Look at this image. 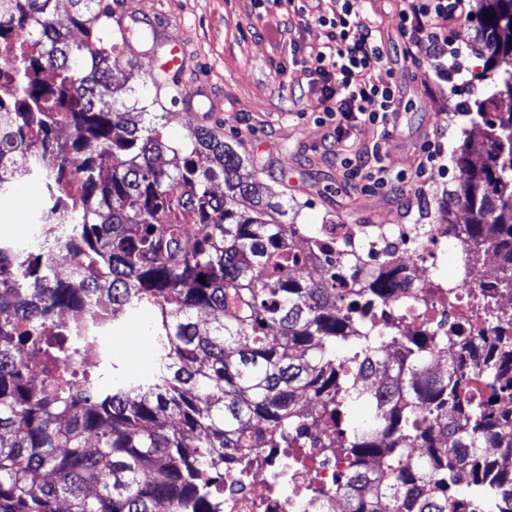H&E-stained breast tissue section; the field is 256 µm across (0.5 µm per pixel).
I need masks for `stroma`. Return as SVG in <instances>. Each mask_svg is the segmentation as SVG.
Instances as JSON below:
<instances>
[{"label":"stroma","instance_id":"stroma-1","mask_svg":"<svg viewBox=\"0 0 512 512\" xmlns=\"http://www.w3.org/2000/svg\"><path fill=\"white\" fill-rule=\"evenodd\" d=\"M343 0H308L305 11L274 7L257 15L252 0H112V17L135 14L140 28L164 31L185 47V71L173 86L155 87L157 74L148 60L131 50L119 58L131 70L125 104L160 99L167 111L165 137L184 142L195 128V113H210L209 125L238 142L247 159L241 173L257 180L288 207V219L315 229L319 224H440L449 197L464 174L455 151L469 143L473 154L484 148L474 132L466 103L481 97L486 86L482 45L474 21L460 22L448 33L451 47L461 50V75L440 79L429 63H415L405 53L399 27L400 0H364L363 15L375 28L384 52L378 76L397 91L395 128L381 138L379 128L352 129L346 150L368 151L381 144L384 161L405 172L395 192L371 190L364 180L349 179L325 145L327 128L316 118L323 108L319 91L309 84L303 64L327 43L328 29L319 15L340 11ZM444 144V172L426 182L416 178L426 141ZM42 202L28 183L18 182L0 197V238L28 236L31 211ZM154 314L141 308L112 340V357L94 368L100 388L152 374L156 351L147 330Z\"/></svg>","mask_w":512,"mask_h":512}]
</instances>
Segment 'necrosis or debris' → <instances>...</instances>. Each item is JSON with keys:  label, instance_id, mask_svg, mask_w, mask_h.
<instances>
[{"label": "necrosis or debris", "instance_id": "necrosis-or-debris-1", "mask_svg": "<svg viewBox=\"0 0 512 512\" xmlns=\"http://www.w3.org/2000/svg\"><path fill=\"white\" fill-rule=\"evenodd\" d=\"M315 232L325 241L349 242L355 255L395 261L397 286L389 300L391 308L410 333L446 339L445 344L429 347L427 365L454 358L473 374L474 394L485 393L471 352L496 333L484 298L491 285L512 278V265L498 263L489 270L476 265L467 277L449 280L444 286L450 290L451 299L435 304L431 296L442 285L434 279L433 270L444 254L463 245L462 239L449 238L447 225L320 224ZM62 320L71 324L80 341L74 364L84 370L94 368L103 356L101 340L114 333L115 320L104 310L75 320L66 314ZM302 426L311 443L306 467L289 468L270 449L250 448V468L224 472L219 512H310V490H320L326 499L335 497L336 480L347 469L336 435L309 420Z\"/></svg>", "mask_w": 512, "mask_h": 512}]
</instances>
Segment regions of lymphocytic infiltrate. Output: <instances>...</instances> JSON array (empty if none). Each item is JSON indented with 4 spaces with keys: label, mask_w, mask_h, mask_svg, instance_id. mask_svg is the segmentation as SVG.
Instances as JSON below:
<instances>
[{
    "label": "lymphocytic infiltrate",
    "mask_w": 512,
    "mask_h": 512,
    "mask_svg": "<svg viewBox=\"0 0 512 512\" xmlns=\"http://www.w3.org/2000/svg\"><path fill=\"white\" fill-rule=\"evenodd\" d=\"M466 0H403L399 13L406 53L434 63L440 78L451 81L461 72L458 49L448 44V27L465 18ZM361 0H344L341 12L320 16L328 26L329 42L306 73L319 86L323 120L332 127L331 139L345 144L352 127L364 122L390 135L398 98L388 83L373 79L383 63L374 29L361 18Z\"/></svg>",
    "instance_id": "obj_1"
}]
</instances>
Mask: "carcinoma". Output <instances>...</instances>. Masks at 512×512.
Instances as JSON below:
<instances>
[{
  "label": "carcinoma",
  "mask_w": 512,
  "mask_h": 512,
  "mask_svg": "<svg viewBox=\"0 0 512 512\" xmlns=\"http://www.w3.org/2000/svg\"><path fill=\"white\" fill-rule=\"evenodd\" d=\"M0 194L30 168L44 180L46 219L71 224L58 255H79L67 280L47 275L37 247L0 239V512H209L224 462L248 447L282 448L305 465L297 424L308 415L342 438L347 512H512V346L482 361L490 393L475 398L453 361L425 369L429 342L383 316L388 262L368 270L298 224L243 179L245 159L222 132L193 128L169 146L160 112L148 124L116 111L122 35L111 0H0ZM477 38L486 94L468 104L485 150L456 151L466 174L456 204L470 214L466 256L488 241L512 262V0H482ZM70 130L65 144L55 140ZM32 167L24 165L26 158ZM224 184L216 195L213 186ZM78 184L66 203L61 195ZM204 226L184 250L183 221ZM319 249V282L294 269ZM204 281H199V277ZM99 294L117 318L155 311L157 362L146 379L73 390L47 314L89 310ZM383 325L393 354H382ZM424 451L405 462L402 443ZM498 448L487 458L484 449Z\"/></svg>",
  "instance_id": "cac0c4a2"
}]
</instances>
